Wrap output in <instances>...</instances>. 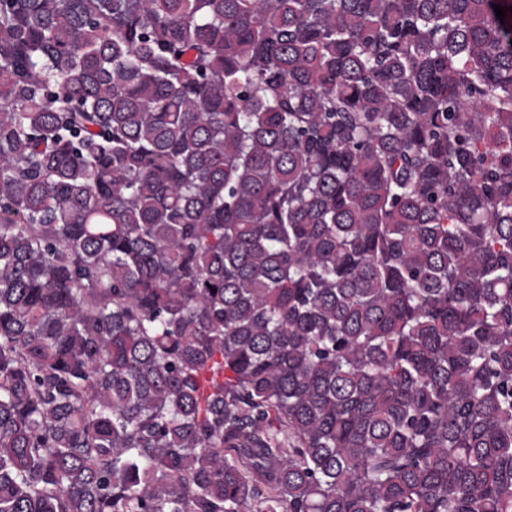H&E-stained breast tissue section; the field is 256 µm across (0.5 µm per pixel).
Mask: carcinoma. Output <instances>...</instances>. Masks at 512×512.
<instances>
[{
	"label": "carcinoma",
	"mask_w": 512,
	"mask_h": 512,
	"mask_svg": "<svg viewBox=\"0 0 512 512\" xmlns=\"http://www.w3.org/2000/svg\"><path fill=\"white\" fill-rule=\"evenodd\" d=\"M512 0H0V512H512Z\"/></svg>",
	"instance_id": "obj_1"
}]
</instances>
